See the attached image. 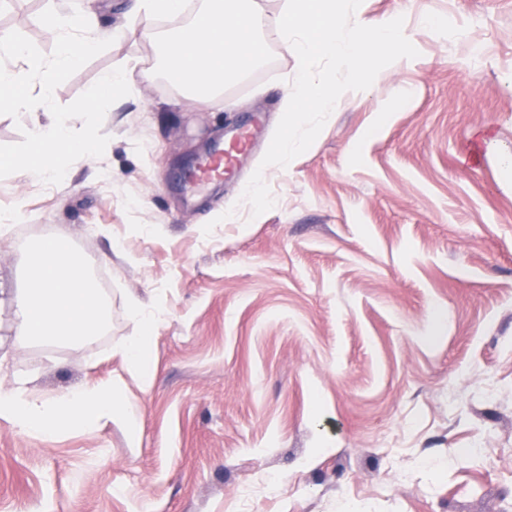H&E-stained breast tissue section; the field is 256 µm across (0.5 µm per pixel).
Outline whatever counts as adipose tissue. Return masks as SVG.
Here are the masks:
<instances>
[{
    "instance_id": "obj_1",
    "label": "adipose tissue",
    "mask_w": 512,
    "mask_h": 512,
    "mask_svg": "<svg viewBox=\"0 0 512 512\" xmlns=\"http://www.w3.org/2000/svg\"><path fill=\"white\" fill-rule=\"evenodd\" d=\"M44 22L61 35L56 59H45L18 38H0V100L33 109V154H0V171L17 175L29 171L53 175L75 152L69 116L47 111L44 104L60 73L99 48L92 34L71 39V31L81 23L69 14L54 10ZM266 26L258 0H201L190 23L159 35L162 65L200 102L213 103L226 82L260 63L266 51ZM29 275V288L12 293L10 299L16 335L31 342L70 341L91 337L104 326L106 306L84 267L74 263L66 243L45 239L30 256ZM0 420L20 431L41 434L75 424L92 432L117 421L134 439L142 422L136 409L116 407L112 386L85 385L62 398L48 399L33 392L23 378L0 387Z\"/></svg>"
}]
</instances>
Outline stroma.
<instances>
[{
	"mask_svg": "<svg viewBox=\"0 0 512 512\" xmlns=\"http://www.w3.org/2000/svg\"><path fill=\"white\" fill-rule=\"evenodd\" d=\"M127 0H25L0 34L55 57L53 8L92 16L103 48L57 81L87 150L52 178L0 175V204L33 234H0V286L23 287L39 229L85 258L110 319L97 336L20 344L0 313V383L48 398L110 384L118 423L22 433L0 420V512H512V0H362L404 17L419 52L343 102L287 167L260 162L295 57L268 15L264 63L220 111L163 73ZM436 25L422 24V16ZM153 71L90 104L103 72ZM265 112L239 173L188 193L185 160ZM27 110H0V151L25 152ZM262 170L276 205L252 216ZM151 312L153 381L121 346Z\"/></svg>",
	"mask_w": 512,
	"mask_h": 512,
	"instance_id": "stroma-1",
	"label": "stroma"
}]
</instances>
